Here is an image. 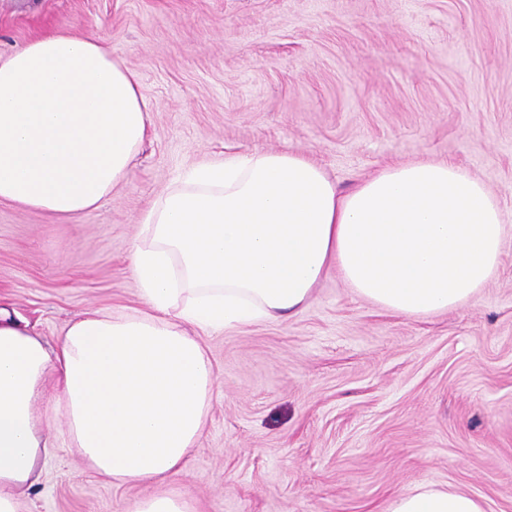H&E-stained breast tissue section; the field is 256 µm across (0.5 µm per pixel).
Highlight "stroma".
<instances>
[{
  "mask_svg": "<svg viewBox=\"0 0 512 512\" xmlns=\"http://www.w3.org/2000/svg\"><path fill=\"white\" fill-rule=\"evenodd\" d=\"M100 38L151 107L126 178L70 218L0 203V305L47 342L87 309H142L129 256L186 169L295 151L342 190L453 161L507 222L462 306L410 318L328 270L296 316L203 335L217 381L186 469L121 485L62 448L25 512H385L422 485L512 512V0H0V55ZM134 512H190L185 502L179 498L160 494L140 499L136 502Z\"/></svg>",
  "mask_w": 512,
  "mask_h": 512,
  "instance_id": "35a3bbf8",
  "label": "stroma"
}]
</instances>
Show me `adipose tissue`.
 <instances>
[{"instance_id": "adipose-tissue-1", "label": "adipose tissue", "mask_w": 512, "mask_h": 512, "mask_svg": "<svg viewBox=\"0 0 512 512\" xmlns=\"http://www.w3.org/2000/svg\"><path fill=\"white\" fill-rule=\"evenodd\" d=\"M138 75L94 36L58 33L0 57V202L58 217L96 208L126 177L149 107ZM506 235L496 197L452 162L380 169L342 192L296 152L191 167L142 219L131 272L144 307L88 310L55 343L0 308V512H21L59 448L116 483L180 473L216 380L203 332L296 315L336 268L356 295L425 317L472 300ZM62 404L61 434L38 402ZM387 512H486L423 486Z\"/></svg>"}]
</instances>
